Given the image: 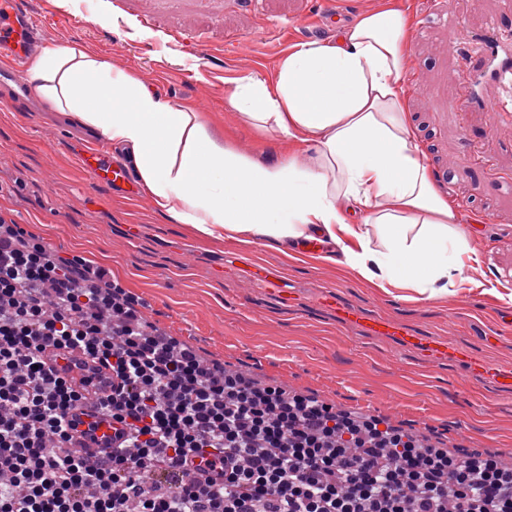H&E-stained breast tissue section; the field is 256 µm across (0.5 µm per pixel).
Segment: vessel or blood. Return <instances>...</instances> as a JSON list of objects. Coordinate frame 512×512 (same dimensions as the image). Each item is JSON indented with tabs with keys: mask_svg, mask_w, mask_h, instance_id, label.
Segmentation results:
<instances>
[{
	"mask_svg": "<svg viewBox=\"0 0 512 512\" xmlns=\"http://www.w3.org/2000/svg\"><path fill=\"white\" fill-rule=\"evenodd\" d=\"M38 30L37 20L28 12L23 0H0V72L5 77L20 78L29 59ZM478 42L483 51L484 67L482 76L490 77L496 85L512 88V49L501 45L495 25H488ZM77 161L89 177L91 186H106L114 193L134 196L139 188L133 181L127 167L116 162L107 146L94 142L85 146L77 155ZM329 306L338 310L345 325H363L373 336L392 335V323L383 317H365L351 306L329 299ZM425 354L432 359H445L456 356L463 359L469 375L493 377L502 388L512 389V370L505 373H491L482 362L467 357L465 351L447 341L427 344ZM47 366L64 377L84 396L74 414L84 422V429L72 431L73 442L96 454L115 445L123 426L112 418L102 416L99 401L112 391V375L101 368L82 350L74 349L64 353L46 351Z\"/></svg>",
	"mask_w": 512,
	"mask_h": 512,
	"instance_id": "1",
	"label": "vessel or blood"
}]
</instances>
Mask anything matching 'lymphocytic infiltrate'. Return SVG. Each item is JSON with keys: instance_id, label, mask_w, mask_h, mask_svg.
Returning a JSON list of instances; mask_svg holds the SVG:
<instances>
[{"instance_id": "obj_1", "label": "lymphocytic infiltrate", "mask_w": 512, "mask_h": 512, "mask_svg": "<svg viewBox=\"0 0 512 512\" xmlns=\"http://www.w3.org/2000/svg\"><path fill=\"white\" fill-rule=\"evenodd\" d=\"M107 269L0 228V512H512V467L423 448L358 417L204 360L155 333ZM80 349L116 378L127 435L71 446L80 393L43 353Z\"/></svg>"}]
</instances>
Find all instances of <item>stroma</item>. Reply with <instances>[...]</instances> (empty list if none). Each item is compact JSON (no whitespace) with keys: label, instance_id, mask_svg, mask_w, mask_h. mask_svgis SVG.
Returning <instances> with one entry per match:
<instances>
[{"label":"stroma","instance_id":"stroma-1","mask_svg":"<svg viewBox=\"0 0 512 512\" xmlns=\"http://www.w3.org/2000/svg\"><path fill=\"white\" fill-rule=\"evenodd\" d=\"M43 42L79 43L121 57L174 104L201 112L221 142L267 161L282 150L277 134L237 125L224 82L273 79L297 43L330 45L339 27L389 0H346L333 26L307 27L322 0H26ZM414 25L403 76L406 109L441 187L459 206L479 250L480 285H461L445 301L406 300L315 256L198 237L137 200L90 187L76 161L90 132L38 108L0 83V221L17 225L54 256L108 268L143 299L149 321L195 346L207 360L248 369L260 383L312 393L345 410L379 415L426 446L512 455V390L467 376L451 361L432 362L424 342L446 339L498 369L512 368V119L460 112L466 74L440 15L458 20L459 40L496 17L512 39V0H404ZM113 24L93 18L95 9ZM136 26L142 40L126 36ZM280 277L297 296L287 304L239 262ZM361 310L404 323L420 341L365 336L323 309L326 292Z\"/></svg>","mask_w":512,"mask_h":512}]
</instances>
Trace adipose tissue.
Masks as SVG:
<instances>
[{
    "label": "adipose tissue",
    "instance_id": "adipose-tissue-1",
    "mask_svg": "<svg viewBox=\"0 0 512 512\" xmlns=\"http://www.w3.org/2000/svg\"><path fill=\"white\" fill-rule=\"evenodd\" d=\"M410 27L394 0L342 27L335 44L295 45L273 81L225 82L238 123L286 144L272 162L221 143L201 113L88 48L44 46L26 79L44 108L123 155L155 210L200 237L286 255L316 238L330 246L324 262L385 291L442 299L478 284L481 268L405 109Z\"/></svg>",
    "mask_w": 512,
    "mask_h": 512
}]
</instances>
